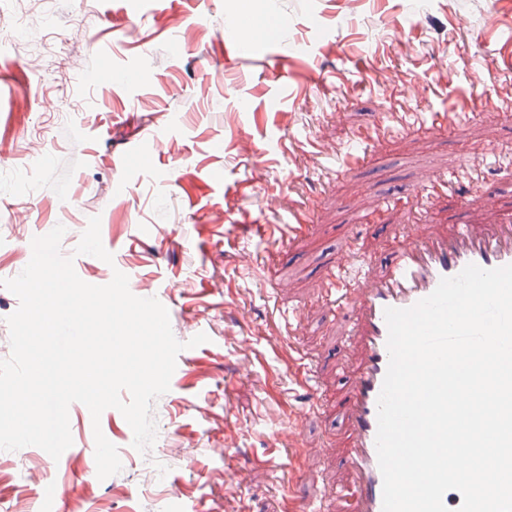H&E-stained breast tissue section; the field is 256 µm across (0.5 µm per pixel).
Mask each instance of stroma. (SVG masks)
<instances>
[{"instance_id":"35a3bbf8","label":"stroma","mask_w":512,"mask_h":512,"mask_svg":"<svg viewBox=\"0 0 512 512\" xmlns=\"http://www.w3.org/2000/svg\"><path fill=\"white\" fill-rule=\"evenodd\" d=\"M287 23L308 55L287 77L224 55L234 11ZM22 19L24 36L0 45V280L31 259V241L63 225L61 252L77 275L104 285L114 272L141 281L182 342L169 391L152 408L157 439L147 454L114 409L70 417L73 443L59 460L34 448L0 451V512H43L33 472L83 493L62 512H346L350 444L340 344L356 315H332L323 291L338 252L353 245L383 272L406 235L478 232L512 219V0H0V19ZM195 41L173 53L182 25ZM43 53L42 69L23 65ZM124 69L120 87L91 88L82 75L103 63ZM228 74L207 84L208 69ZM420 84L425 101L411 97ZM481 98L478 118L428 131L433 112H460ZM252 109L236 111L239 98ZM382 124L377 143L362 131ZM319 138L324 154L303 155ZM46 141L43 156L29 151ZM458 177V191L418 196L420 174ZM280 197L276 209L265 194ZM495 207L483 204L487 195ZM314 204L303 233L284 245L259 236L290 205ZM112 262L74 250L91 217ZM248 253L253 265L241 267ZM295 315L299 335L284 318ZM314 360L322 410L304 433L321 456L276 469L280 422L297 353ZM117 446L122 469L98 479L94 428Z\"/></svg>"}]
</instances>
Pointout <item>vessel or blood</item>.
Wrapping results in <instances>:
<instances>
[{"label": "vessel or blood", "instance_id": "b4317fda", "mask_svg": "<svg viewBox=\"0 0 512 512\" xmlns=\"http://www.w3.org/2000/svg\"><path fill=\"white\" fill-rule=\"evenodd\" d=\"M281 27L254 37L230 33L224 41L229 53L257 64L269 59L268 49H278L281 67L292 65L294 50H280ZM493 269L512 264V225L500 224L483 234L456 225L445 237L413 236L394 251L386 273L368 276L354 264L350 249H343L332 268L329 285L344 305L355 310L353 334L357 367L349 376L346 418L351 428V448L345 465L353 484L345 492L349 512H383V478L376 450L377 401L386 375L389 355L386 308H408L429 296L445 277L459 274L467 265Z\"/></svg>", "mask_w": 512, "mask_h": 512}]
</instances>
